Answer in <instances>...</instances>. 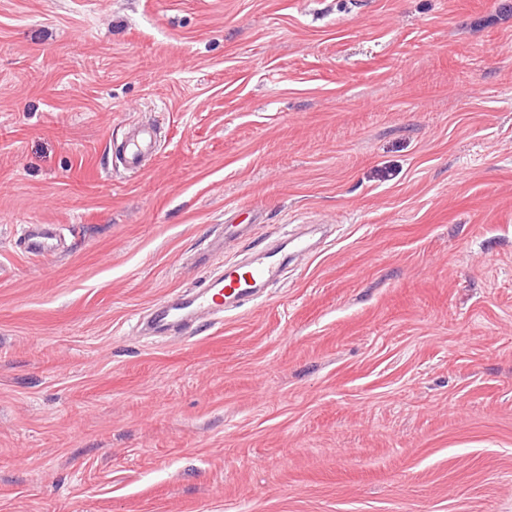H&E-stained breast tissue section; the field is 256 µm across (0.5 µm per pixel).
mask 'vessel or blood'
<instances>
[{
    "instance_id": "obj_1",
    "label": "vessel or blood",
    "mask_w": 512,
    "mask_h": 512,
    "mask_svg": "<svg viewBox=\"0 0 512 512\" xmlns=\"http://www.w3.org/2000/svg\"><path fill=\"white\" fill-rule=\"evenodd\" d=\"M157 154V142L152 130H142L125 150L124 167L128 172L140 173L146 159ZM56 235L52 228L28 232L22 238L24 254L40 258L53 249ZM281 250L269 249L245 265L225 266L220 278L205 281L201 290L189 299H171L158 304L153 312L152 325L159 331L186 322L201 311L220 312L255 299L266 284L276 281L282 271Z\"/></svg>"
}]
</instances>
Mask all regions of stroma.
<instances>
[{"mask_svg": "<svg viewBox=\"0 0 512 512\" xmlns=\"http://www.w3.org/2000/svg\"><path fill=\"white\" fill-rule=\"evenodd\" d=\"M0 512H512V0H0ZM157 153L154 133L145 128L128 144L124 155V168L130 173H141L146 167L145 157L150 161ZM43 227L44 231L41 232H25L22 238L24 254L40 258L48 255L54 249L52 242L56 239L54 230L48 226ZM283 261L281 249H269L246 265H227L220 278H209L192 298H176L156 305L151 323L154 329L164 331L186 322L199 311H227L237 303L252 301L261 288L279 278Z\"/></svg>", "mask_w": 512, "mask_h": 512, "instance_id": "1", "label": "stroma"}]
</instances>
